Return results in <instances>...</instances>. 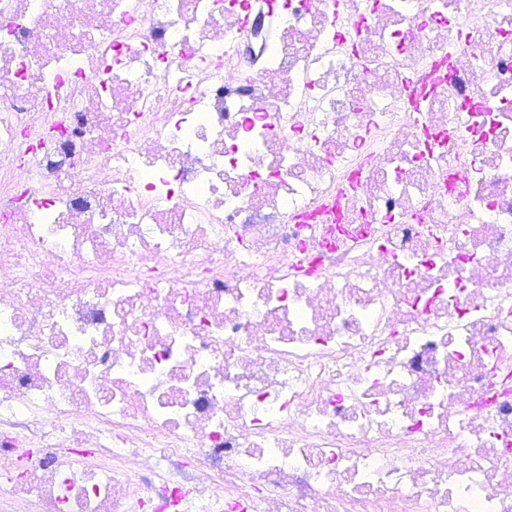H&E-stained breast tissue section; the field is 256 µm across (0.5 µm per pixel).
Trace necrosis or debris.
Segmentation results:
<instances>
[{
  "mask_svg": "<svg viewBox=\"0 0 512 512\" xmlns=\"http://www.w3.org/2000/svg\"><path fill=\"white\" fill-rule=\"evenodd\" d=\"M0 512H512V0H0Z\"/></svg>",
  "mask_w": 512,
  "mask_h": 512,
  "instance_id": "obj_1",
  "label": "necrosis or debris"
}]
</instances>
